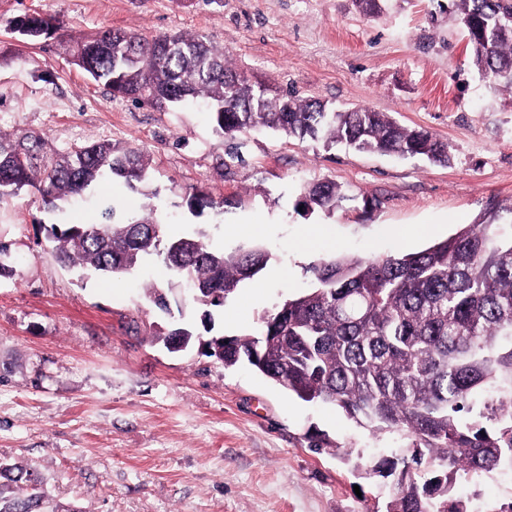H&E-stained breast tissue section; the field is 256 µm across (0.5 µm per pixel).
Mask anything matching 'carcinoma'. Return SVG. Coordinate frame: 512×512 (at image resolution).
I'll return each mask as SVG.
<instances>
[{
    "label": "carcinoma",
    "mask_w": 512,
    "mask_h": 512,
    "mask_svg": "<svg viewBox=\"0 0 512 512\" xmlns=\"http://www.w3.org/2000/svg\"><path fill=\"white\" fill-rule=\"evenodd\" d=\"M474 66L512 90V0H453ZM14 32L36 40L51 20L24 13ZM73 62L113 95L157 109L204 103L226 137L269 128L362 152L448 162V145L423 129L366 108L336 112L318 101L272 95L231 68L224 52L183 33L151 39L122 30L68 41ZM45 139L0 133V204L37 192L53 209L105 173L148 192L149 166L136 148L110 141L79 146L47 161ZM346 199L333 182L305 187V204L331 214ZM48 240L61 262L121 277L156 257L197 288L193 302L218 307L269 260L259 245L225 251L203 225L169 236L152 216L92 224H53ZM312 288L285 299L259 332L207 341L233 367L258 346L250 366L304 402L330 404L373 433L397 431L411 455L386 512H462L448 499L461 471L512 468V224H468L417 252L383 258L338 256L309 267ZM32 464L0 463V512L44 510Z\"/></svg>",
    "instance_id": "obj_1"
}]
</instances>
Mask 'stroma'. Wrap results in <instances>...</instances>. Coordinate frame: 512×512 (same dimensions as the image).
<instances>
[{"instance_id": "1", "label": "stroma", "mask_w": 512, "mask_h": 512, "mask_svg": "<svg viewBox=\"0 0 512 512\" xmlns=\"http://www.w3.org/2000/svg\"><path fill=\"white\" fill-rule=\"evenodd\" d=\"M52 17L80 37L107 29L183 33L224 49L233 67L274 93L387 113L448 144L445 165L358 153L278 132L228 140L210 115L161 112L112 96L71 63L57 33L12 31L23 13ZM0 131L34 132L57 151L109 140L149 160L151 196L103 178L71 213L98 220L152 209L171 234L207 225L214 245L252 242L284 279L262 274L252 303L223 306L145 297L173 272L158 259L124 277L61 264L46 238L59 212L24 193L0 205L13 276L0 278V462L32 464L54 502L77 512H385L397 491L383 461L407 450L395 433L356 426L335 407L306 403L256 374L224 367L201 343L255 333L262 315L312 286L308 268L342 255L418 251L497 207L512 224V91L476 71L451 0H0ZM336 183L334 215L301 212L303 189ZM218 206L193 216L189 196ZM260 224L258 237L225 236ZM312 239V253L293 247ZM192 326L201 339L169 352L157 332ZM466 512L512 501V470L458 473L449 492Z\"/></svg>"}]
</instances>
